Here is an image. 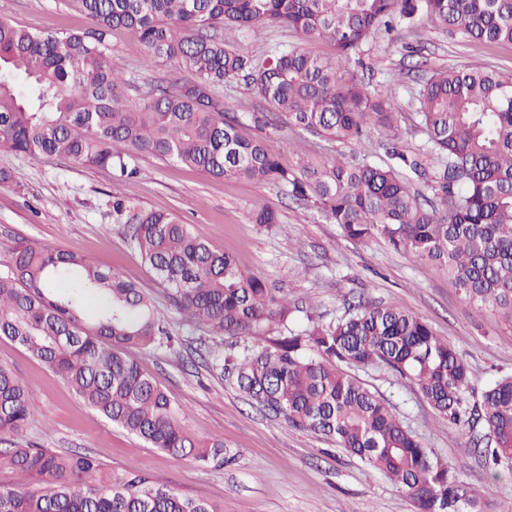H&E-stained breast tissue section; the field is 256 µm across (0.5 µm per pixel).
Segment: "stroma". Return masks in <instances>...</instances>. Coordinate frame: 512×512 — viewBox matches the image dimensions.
I'll return each instance as SVG.
<instances>
[{"mask_svg": "<svg viewBox=\"0 0 512 512\" xmlns=\"http://www.w3.org/2000/svg\"><path fill=\"white\" fill-rule=\"evenodd\" d=\"M0 19L34 31L84 30L90 25L62 0H0ZM233 40L238 50L258 58L277 46L299 47L315 56L335 52L329 40L288 27L245 28ZM110 45L114 68L134 84L132 98L165 82L166 71L149 67L144 46L125 31H113ZM474 62L512 71V45L480 43L423 20L412 28L378 31L349 70L371 95L390 96L401 114L397 143L411 152L427 140L415 100L424 79L434 71ZM220 93L228 112L239 116L241 135L267 140L288 164L319 167L339 155L357 162L385 156L387 140L379 132L365 140L339 142L285 124L263 126L252 115L269 106L244 83L227 84ZM137 164L140 177L120 182L106 167L34 158L0 146V170L11 175L0 183V268L10 260V245L25 241L84 254L137 282L166 317L173 341L167 347L132 350V357L180 408L179 423L189 436H223L228 461L221 466L199 463L149 447L84 405L60 375L5 338H0V364L13 369L37 403L23 432L0 435V448L15 443L88 453L114 475L139 471L156 484L208 502L216 512H414L398 485L334 442L268 416L238 392L230 377L212 369V345L240 354L255 344V337L215 339L187 324L142 262L127 224L113 211L114 200H124L131 215L176 214L197 238L232 254L242 269L286 297L296 325L336 320L361 299L399 303L448 341L469 365L479 389L496 375L512 373V320L468 304L449 286L444 269L413 252L380 239H348L316 204L293 199L284 186L216 179L147 154ZM262 208L274 211L278 223H253V212ZM355 373L393 405L459 480L482 491L493 512L512 504V470L502 469L496 477L486 471L478 457L468 454L466 436L437 415L416 385L379 365L359 367Z\"/></svg>", "mask_w": 512, "mask_h": 512, "instance_id": "obj_1", "label": "stroma"}]
</instances>
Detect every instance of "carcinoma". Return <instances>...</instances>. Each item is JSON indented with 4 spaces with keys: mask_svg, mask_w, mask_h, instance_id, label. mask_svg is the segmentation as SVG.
Instances as JSON below:
<instances>
[{
    "mask_svg": "<svg viewBox=\"0 0 512 512\" xmlns=\"http://www.w3.org/2000/svg\"><path fill=\"white\" fill-rule=\"evenodd\" d=\"M91 27L31 32L0 20V145L34 158L109 167L119 178L147 153L214 178L278 183L319 206L346 236L382 238L442 266L466 301L512 316V72L478 65L434 72L419 90L422 150L395 146L386 161L334 158L295 170L270 145L237 132L216 89L242 81L289 126L318 137L397 136L399 113L371 96L346 66L380 26L424 15L473 40L512 43V0H63ZM286 26L327 38L335 55L274 48L263 59L236 50L230 29ZM122 29L170 85L140 101L115 72L109 37ZM188 72L193 80L184 81ZM422 183L436 203L424 207ZM130 237L179 312L213 335L283 331L240 356L213 352V366L264 412L311 431L399 485L415 512H487L483 495L404 425L351 368L383 365L415 384L448 425L469 435L489 470L512 463V374L475 394L468 365L418 315L358 301L336 321L297 330L288 306L235 258L195 237L177 216L144 212ZM97 302L95 322L84 318ZM0 337L61 375L112 424L178 458L224 461V438L197 441L173 400L128 351L168 344L161 313L122 273L85 255L18 241L0 269ZM35 394L0 365V433L28 423ZM0 512H215L131 471L112 476L94 457L51 448H0Z\"/></svg>",
    "mask_w": 512,
    "mask_h": 512,
    "instance_id": "1",
    "label": "carcinoma"
}]
</instances>
